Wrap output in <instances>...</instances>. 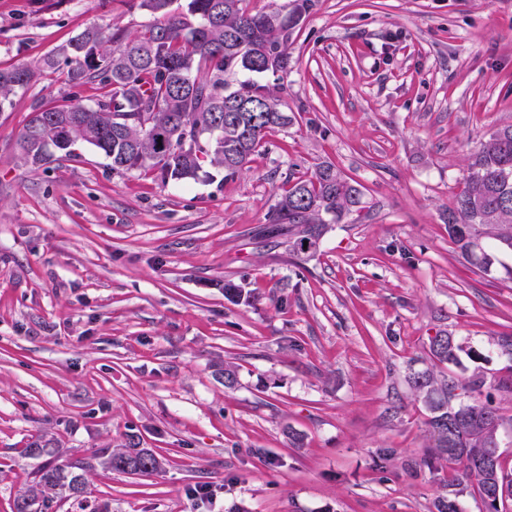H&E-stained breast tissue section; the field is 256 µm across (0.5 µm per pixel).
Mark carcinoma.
Wrapping results in <instances>:
<instances>
[{
    "label": "carcinoma",
    "mask_w": 512,
    "mask_h": 512,
    "mask_svg": "<svg viewBox=\"0 0 512 512\" xmlns=\"http://www.w3.org/2000/svg\"><path fill=\"white\" fill-rule=\"evenodd\" d=\"M174 0H130L129 9L153 16L144 30L91 26L34 65L0 70V112L11 97L40 78L59 74L71 88L97 84L102 94L93 103L68 94L33 107L19 138L25 163L41 167L72 156L77 141L110 161L112 171L153 173L166 184L209 177L205 166L229 175L243 170L258 152L266 134L291 122L279 108L275 90L285 89L288 43L314 6V0H288L271 10L249 11L244 0H187L185 10ZM250 73L274 78L275 86L231 78ZM220 137L201 151L181 148L185 135L198 130ZM271 205L265 236L286 224L296 245L316 242L329 224H342L361 204L359 185L347 180L331 163L311 174L294 177ZM448 235L461 254L489 273L494 255L474 252L471 239L480 229L512 248V125L503 126L473 152L463 190L448 207ZM459 346L446 334L431 341L430 352L441 363L457 360ZM485 380L460 385L462 398H448L450 380L429 371L416 374L413 388L430 417V459L448 461V496L438 499L437 512H462L457 487L475 490L487 476L475 468L468 448L484 447L494 433L483 434L489 406L481 396ZM85 463L66 461L36 471L35 484L16 499V512H51L59 500L75 498L81 512H99L87 496Z\"/></svg>",
    "instance_id": "obj_1"
}]
</instances>
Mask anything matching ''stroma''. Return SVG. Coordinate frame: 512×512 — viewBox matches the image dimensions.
Returning <instances> with one entry per match:
<instances>
[{
	"label": "stroma",
	"instance_id": "35a3bbf8",
	"mask_svg": "<svg viewBox=\"0 0 512 512\" xmlns=\"http://www.w3.org/2000/svg\"><path fill=\"white\" fill-rule=\"evenodd\" d=\"M151 21L124 0H0V68ZM289 52L291 124L209 182L117 174L83 143L24 163L60 76L0 112V512L67 460L111 512H436L448 469L424 463L412 375L484 377L512 415V249L490 241L483 273L444 222L475 147L512 125V0H316ZM325 162L363 192L347 223L300 257L287 231L256 238L289 177ZM443 333L457 362L432 358ZM131 440L159 472L99 465Z\"/></svg>",
	"mask_w": 512,
	"mask_h": 512
}]
</instances>
